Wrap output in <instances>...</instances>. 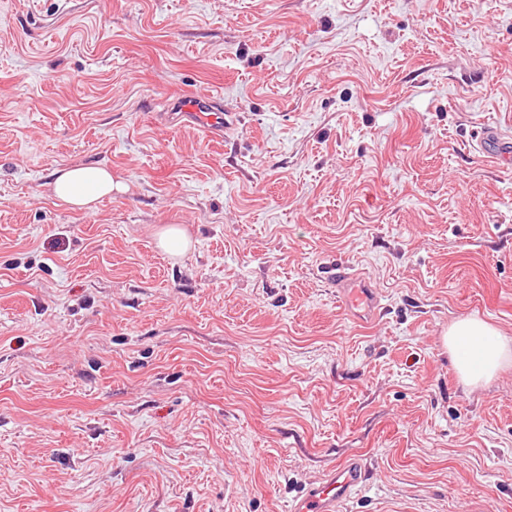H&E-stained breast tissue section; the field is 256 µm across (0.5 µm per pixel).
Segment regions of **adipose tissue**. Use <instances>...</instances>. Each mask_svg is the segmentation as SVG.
I'll list each match as a JSON object with an SVG mask.
<instances>
[{
    "label": "adipose tissue",
    "instance_id": "obj_1",
    "mask_svg": "<svg viewBox=\"0 0 512 512\" xmlns=\"http://www.w3.org/2000/svg\"><path fill=\"white\" fill-rule=\"evenodd\" d=\"M50 185L60 203L79 210L93 209L102 198L125 189L111 171L101 166L56 169ZM443 340L455 358L458 374L470 386L486 382L512 363V339L484 320H459L449 327Z\"/></svg>",
    "mask_w": 512,
    "mask_h": 512
}]
</instances>
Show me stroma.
I'll use <instances>...</instances> for the list:
<instances>
[{"instance_id": "35a3bbf8", "label": "stroma", "mask_w": 512, "mask_h": 512, "mask_svg": "<svg viewBox=\"0 0 512 512\" xmlns=\"http://www.w3.org/2000/svg\"><path fill=\"white\" fill-rule=\"evenodd\" d=\"M496 122L512 0H0V512H289L353 457L340 512H512V365L443 343L512 338ZM80 165L125 191L58 203ZM220 97L214 95H188L168 104L173 123L194 124L201 128L210 140L224 139L227 131L237 125L232 112H225ZM486 125L481 129L475 148L490 161L508 166L512 162V141L508 129ZM160 248L173 258L184 255L190 247V240L183 229L171 226L158 236ZM346 268H338L336 272V288H340L348 307L358 316L374 314L378 308V296L373 288H368L360 276L348 271ZM363 309V311H356ZM464 382L478 386L512 363V341L479 318L459 320L443 336Z\"/></svg>"}]
</instances>
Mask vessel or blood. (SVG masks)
Returning <instances> with one entry per match:
<instances>
[{
  "label": "vessel or blood",
  "instance_id": "1",
  "mask_svg": "<svg viewBox=\"0 0 512 512\" xmlns=\"http://www.w3.org/2000/svg\"><path fill=\"white\" fill-rule=\"evenodd\" d=\"M168 110L172 122L197 125L212 140L223 139L225 133L237 125L236 117L224 111L218 97L214 95H188L170 102ZM475 148L494 163H512V133L501 126L488 125L482 128ZM336 286L349 308H357L367 314L376 312L378 296L357 274L345 268L338 269ZM363 478L361 462L349 460L296 497L290 512H339L340 505L362 483Z\"/></svg>",
  "mask_w": 512,
  "mask_h": 512
}]
</instances>
